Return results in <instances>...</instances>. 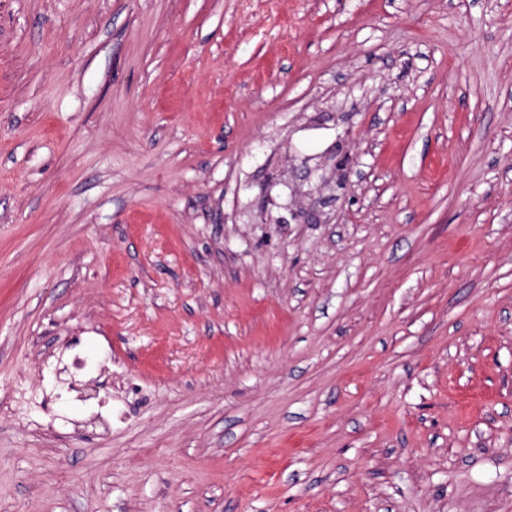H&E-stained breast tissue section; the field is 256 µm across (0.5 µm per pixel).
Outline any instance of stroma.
<instances>
[{"instance_id": "stroma-1", "label": "stroma", "mask_w": 512, "mask_h": 512, "mask_svg": "<svg viewBox=\"0 0 512 512\" xmlns=\"http://www.w3.org/2000/svg\"><path fill=\"white\" fill-rule=\"evenodd\" d=\"M0 512H512V0H0Z\"/></svg>"}]
</instances>
